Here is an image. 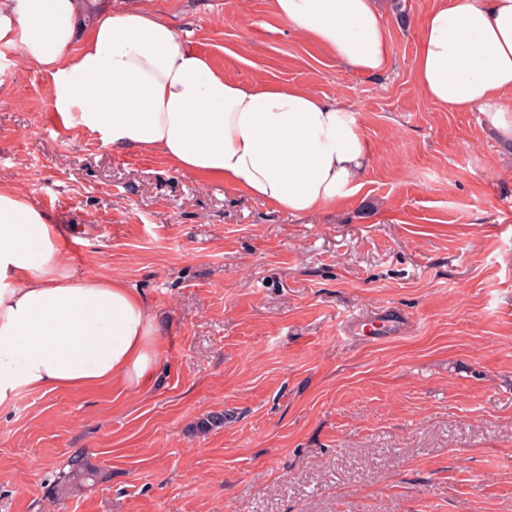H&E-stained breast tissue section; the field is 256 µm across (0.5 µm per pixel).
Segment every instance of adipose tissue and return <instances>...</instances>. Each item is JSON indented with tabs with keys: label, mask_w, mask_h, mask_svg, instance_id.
<instances>
[{
	"label": "adipose tissue",
	"mask_w": 512,
	"mask_h": 512,
	"mask_svg": "<svg viewBox=\"0 0 512 512\" xmlns=\"http://www.w3.org/2000/svg\"><path fill=\"white\" fill-rule=\"evenodd\" d=\"M274 14L358 73L386 69L379 0H271ZM21 49L49 76L65 126L115 150L161 149L172 168L306 214L359 191L373 147L345 105L300 87L232 82L173 26L112 0H0V52ZM428 100L480 107L512 141V0H441L415 61ZM163 330L116 277L77 274L61 228L26 193L0 185V410L20 393L140 388Z\"/></svg>",
	"instance_id": "ef3b65f1"
}]
</instances>
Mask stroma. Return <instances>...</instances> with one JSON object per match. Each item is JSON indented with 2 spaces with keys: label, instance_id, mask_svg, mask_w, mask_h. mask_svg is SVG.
Returning a JSON list of instances; mask_svg holds the SVG:
<instances>
[{
  "label": "stroma",
  "instance_id": "obj_1",
  "mask_svg": "<svg viewBox=\"0 0 512 512\" xmlns=\"http://www.w3.org/2000/svg\"><path fill=\"white\" fill-rule=\"evenodd\" d=\"M225 79L307 89L373 147L356 196L292 215L112 151L0 57V184L65 228L79 273L143 294L164 336L144 392L21 394L0 411V512H512V144L419 89L434 0L385 6L386 71L344 69L270 0H119ZM387 320L378 340L346 320ZM222 411L223 427L197 432ZM99 472L54 489L74 455Z\"/></svg>",
  "mask_w": 512,
  "mask_h": 512
}]
</instances>
